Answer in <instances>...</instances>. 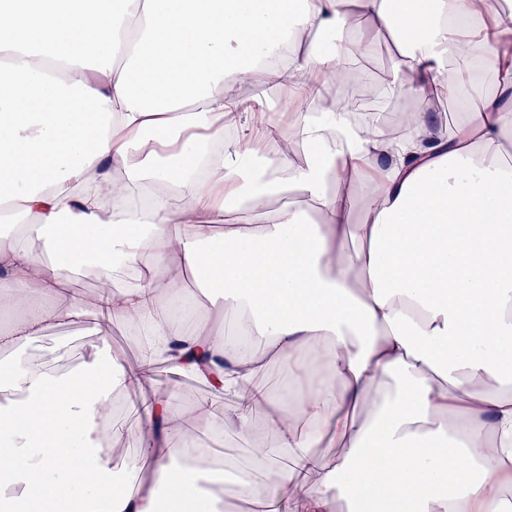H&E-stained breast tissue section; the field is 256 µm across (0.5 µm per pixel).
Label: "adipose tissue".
<instances>
[{"label":"adipose tissue","instance_id":"adipose-tissue-1","mask_svg":"<svg viewBox=\"0 0 512 512\" xmlns=\"http://www.w3.org/2000/svg\"><path fill=\"white\" fill-rule=\"evenodd\" d=\"M0 0V485L12 512H226L217 465L249 512H512V45L496 0ZM368 20L349 25L351 11ZM381 86L418 98L405 138L315 106L377 40ZM494 75L444 133L434 100ZM280 90L239 100L228 80ZM292 112L309 150L260 157L255 112ZM320 214L268 202L284 183ZM35 241L18 247L14 228ZM179 257L184 299L156 267ZM126 284L70 292L89 271ZM146 338L113 353L110 323ZM50 323L98 344L58 373L26 354ZM287 366L275 391L262 378ZM164 365L115 483L117 394ZM210 390L187 410L182 378ZM263 437L215 463L200 436ZM333 456L316 455L320 446ZM292 462L281 465V455Z\"/></svg>","mask_w":512,"mask_h":512}]
</instances>
